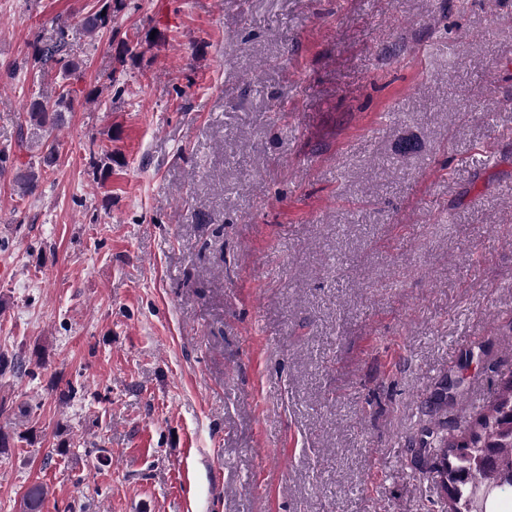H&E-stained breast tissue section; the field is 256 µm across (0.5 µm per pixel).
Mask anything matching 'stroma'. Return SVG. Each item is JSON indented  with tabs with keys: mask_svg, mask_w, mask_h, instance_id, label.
<instances>
[{
	"mask_svg": "<svg viewBox=\"0 0 512 512\" xmlns=\"http://www.w3.org/2000/svg\"><path fill=\"white\" fill-rule=\"evenodd\" d=\"M95 5L0 0V512H444L426 402L512 372V0ZM98 1L102 2L99 7L83 19L84 28L90 35L107 29L112 21V0ZM102 11H105V16H101ZM66 25H60L57 31V37L50 41L41 43L36 41L33 44V51L31 61L33 67H44L47 65H54L59 67L66 80L80 72V65L78 62L70 59L66 53ZM66 83L54 97H31L27 106L30 125L46 131L60 128L64 123L65 112L74 108L73 90ZM50 136L40 144L36 160L26 167H18L14 172V181L25 194H32L39 183V177L44 170L53 169L58 159V144ZM47 490L42 484H32L22 497L21 512H43Z\"/></svg>",
	"mask_w": 512,
	"mask_h": 512,
	"instance_id": "obj_1",
	"label": "stroma"
}]
</instances>
